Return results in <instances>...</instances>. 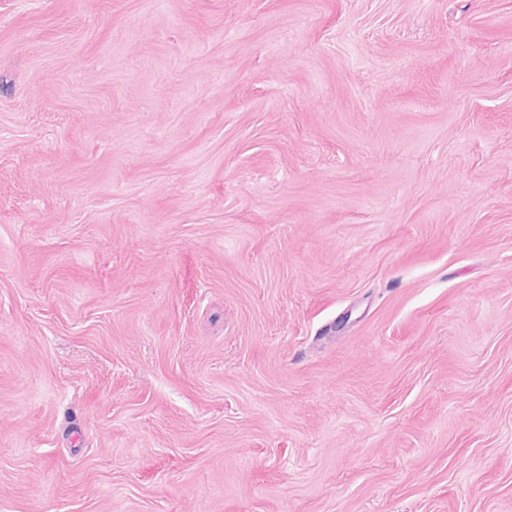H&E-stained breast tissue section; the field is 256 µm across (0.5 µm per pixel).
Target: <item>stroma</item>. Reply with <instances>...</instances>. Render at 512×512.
<instances>
[{"instance_id": "obj_1", "label": "stroma", "mask_w": 512, "mask_h": 512, "mask_svg": "<svg viewBox=\"0 0 512 512\" xmlns=\"http://www.w3.org/2000/svg\"><path fill=\"white\" fill-rule=\"evenodd\" d=\"M0 512H512V0H0Z\"/></svg>"}]
</instances>
